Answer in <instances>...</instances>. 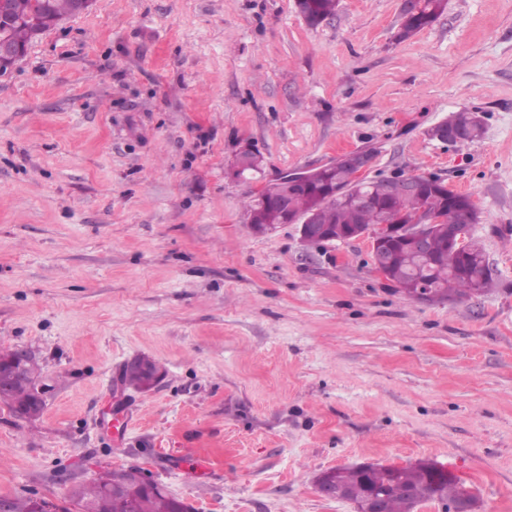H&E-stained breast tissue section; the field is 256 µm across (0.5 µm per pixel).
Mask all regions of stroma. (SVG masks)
Wrapping results in <instances>:
<instances>
[{"instance_id": "obj_1", "label": "stroma", "mask_w": 512, "mask_h": 512, "mask_svg": "<svg viewBox=\"0 0 512 512\" xmlns=\"http://www.w3.org/2000/svg\"><path fill=\"white\" fill-rule=\"evenodd\" d=\"M401 8L96 0L0 77V349L49 388L33 420L0 404V495L136 466L194 512H355L321 472L432 461L512 512V0H447L405 40ZM463 109L481 139L428 136ZM244 145L270 176L358 148L370 178L439 176L491 287L426 305L366 241L253 233ZM135 358L159 381L117 392ZM340 0H299V14L312 26L336 15Z\"/></svg>"}]
</instances>
